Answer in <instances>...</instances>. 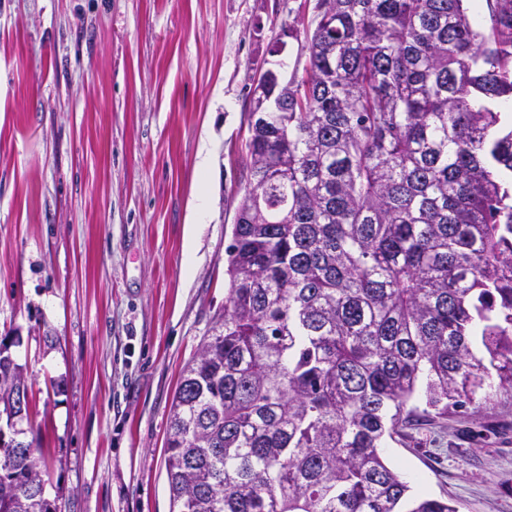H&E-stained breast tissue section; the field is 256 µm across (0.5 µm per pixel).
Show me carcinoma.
I'll use <instances>...</instances> for the list:
<instances>
[{"mask_svg":"<svg viewBox=\"0 0 512 512\" xmlns=\"http://www.w3.org/2000/svg\"><path fill=\"white\" fill-rule=\"evenodd\" d=\"M464 2L317 0L305 75L246 144L224 313L173 400L172 512H458L382 448L512 397V129L492 107L512 0L485 27ZM22 386L7 351L0 416ZM27 423L0 446V512H60Z\"/></svg>","mask_w":512,"mask_h":512,"instance_id":"obj_1","label":"carcinoma"}]
</instances>
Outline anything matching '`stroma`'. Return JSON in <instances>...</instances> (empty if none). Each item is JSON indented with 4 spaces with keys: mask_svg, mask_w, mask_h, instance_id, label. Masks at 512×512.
<instances>
[{
    "mask_svg": "<svg viewBox=\"0 0 512 512\" xmlns=\"http://www.w3.org/2000/svg\"><path fill=\"white\" fill-rule=\"evenodd\" d=\"M316 0H0V339L62 512H171L183 367L224 309L252 84ZM387 441L414 491L512 512V401Z\"/></svg>",
    "mask_w": 512,
    "mask_h": 512,
    "instance_id": "stroma-1",
    "label": "stroma"
}]
</instances>
